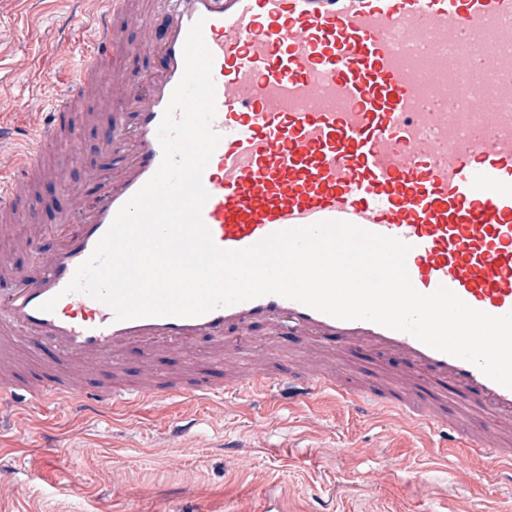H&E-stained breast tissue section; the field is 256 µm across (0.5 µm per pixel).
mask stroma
Returning <instances> with one entry per match:
<instances>
[{
    "label": "stroma",
    "mask_w": 512,
    "mask_h": 512,
    "mask_svg": "<svg viewBox=\"0 0 512 512\" xmlns=\"http://www.w3.org/2000/svg\"><path fill=\"white\" fill-rule=\"evenodd\" d=\"M99 10L98 0H0V122L11 129L0 163L43 122L27 104L51 100L80 66ZM111 82L74 113L77 141L55 145L67 181L88 197L94 172L115 160L103 145ZM69 207L38 182L18 234L55 229ZM178 419L188 429L173 441ZM53 440L64 446L55 468L30 483ZM0 470L16 485L0 493V512H512L506 471L448 451L396 413L365 416L328 394L292 402L276 388L230 414L182 402L135 406L116 421L64 408L11 416L0 422Z\"/></svg>",
    "instance_id": "1"
}]
</instances>
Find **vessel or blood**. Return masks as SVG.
<instances>
[{"label":"vessel or blood","instance_id":"1","mask_svg":"<svg viewBox=\"0 0 512 512\" xmlns=\"http://www.w3.org/2000/svg\"><path fill=\"white\" fill-rule=\"evenodd\" d=\"M89 49L51 100L23 152L0 167L4 218L45 168L65 113L135 54L151 58L141 80L112 88L105 135L118 162L94 199L74 192L57 234L29 227L32 274L0 289V392L18 408L123 416L135 402L191 399L235 409L275 383L263 355L240 363L255 326L299 337L294 398L328 392L354 410L395 412L442 430L449 447L512 472V389L474 364L412 335L345 321L277 295L196 317L116 320L111 307L67 292L129 198L162 160L157 128L184 72L191 26L203 21L214 62L221 140L202 177L201 210L215 244L247 248L283 230L347 221L410 244L406 267L422 293L444 286L491 315L512 311V0H167L163 29L131 0H103ZM139 31L128 45L119 23ZM54 311H42L49 299ZM177 349L182 374L144 364L139 382L120 371L131 349ZM403 358L405 373L383 394L339 378L346 354ZM50 363L32 383L10 376V358ZM106 379L90 381L96 368Z\"/></svg>","mask_w":512,"mask_h":512}]
</instances>
